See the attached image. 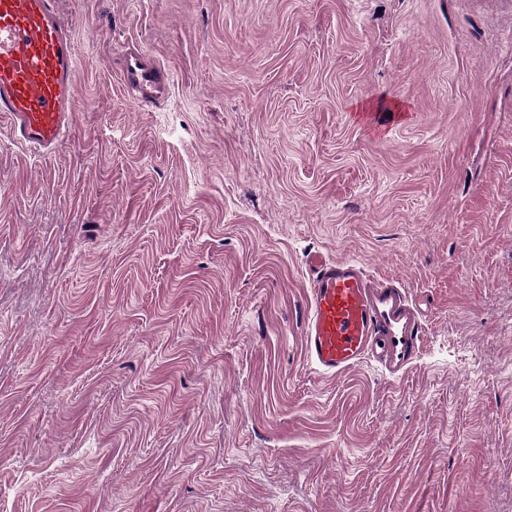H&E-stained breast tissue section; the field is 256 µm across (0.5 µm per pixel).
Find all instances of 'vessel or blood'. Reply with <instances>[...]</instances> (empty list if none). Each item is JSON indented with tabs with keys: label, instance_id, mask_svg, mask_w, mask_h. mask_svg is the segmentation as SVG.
Segmentation results:
<instances>
[{
	"label": "vessel or blood",
	"instance_id": "1",
	"mask_svg": "<svg viewBox=\"0 0 512 512\" xmlns=\"http://www.w3.org/2000/svg\"><path fill=\"white\" fill-rule=\"evenodd\" d=\"M77 51L72 29L54 0H0V115L19 141L52 152L72 124ZM122 79L131 88H158L168 73L146 51L127 54ZM305 325L306 358L327 376L372 359L392 377L407 373L420 344L421 314L408 288L370 280L350 260L314 253Z\"/></svg>",
	"mask_w": 512,
	"mask_h": 512
}]
</instances>
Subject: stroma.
<instances>
[{
    "label": "stroma",
    "instance_id": "stroma-1",
    "mask_svg": "<svg viewBox=\"0 0 512 512\" xmlns=\"http://www.w3.org/2000/svg\"><path fill=\"white\" fill-rule=\"evenodd\" d=\"M56 2L68 137L0 116V512H512V0ZM312 252L409 288L402 379L307 362ZM121 72L123 82L131 88H158L169 81V74L151 63L149 53L143 49L125 56Z\"/></svg>",
    "mask_w": 512,
    "mask_h": 512
}]
</instances>
